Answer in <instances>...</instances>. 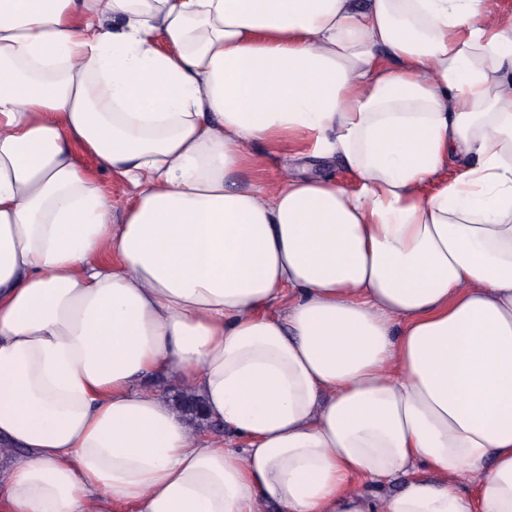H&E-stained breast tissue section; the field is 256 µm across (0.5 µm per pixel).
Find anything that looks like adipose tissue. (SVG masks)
<instances>
[{
    "label": "adipose tissue",
    "mask_w": 512,
    "mask_h": 512,
    "mask_svg": "<svg viewBox=\"0 0 512 512\" xmlns=\"http://www.w3.org/2000/svg\"><path fill=\"white\" fill-rule=\"evenodd\" d=\"M269 505L512 512V15L0 0V512ZM256 156L263 177L271 181L279 177L286 170L306 173L314 176H328L336 181L353 185L352 176L346 171L340 161L335 158H312L288 159L286 156L270 154L268 149L261 144H253L249 147ZM99 176L105 192L112 203L113 213H119L132 194L131 187L121 178L112 175L109 171L101 172ZM170 398L172 405L179 413L193 419L198 426L207 424V422L205 423L202 412L199 413L197 411V408H201V401L196 398L195 395L186 390L175 389Z\"/></svg>",
    "instance_id": "ef3b65f1"
}]
</instances>
